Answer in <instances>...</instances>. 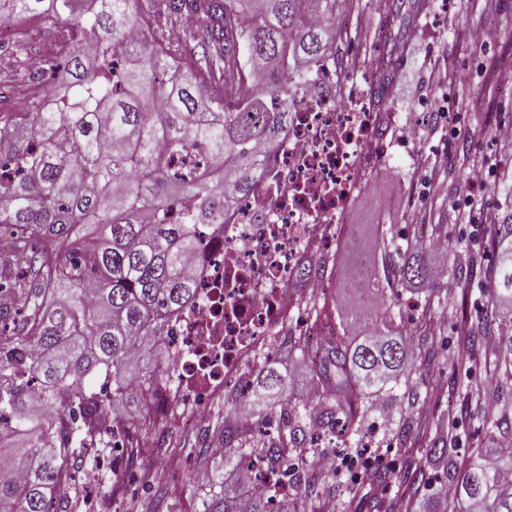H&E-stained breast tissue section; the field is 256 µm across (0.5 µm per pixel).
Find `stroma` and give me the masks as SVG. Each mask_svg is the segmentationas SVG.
<instances>
[{
    "label": "stroma",
    "mask_w": 512,
    "mask_h": 512,
    "mask_svg": "<svg viewBox=\"0 0 512 512\" xmlns=\"http://www.w3.org/2000/svg\"><path fill=\"white\" fill-rule=\"evenodd\" d=\"M427 13L414 24L397 70L395 94L387 106L395 120L376 166L359 184L338 229L324 289L299 297L300 322L274 338L269 358H255L246 369L245 385L256 383L265 361H272L288 380L289 398L318 388L313 372L291 352V341L307 335L317 314L329 315L337 332L363 335L372 327L371 313L382 300L396 306L385 325L409 337L416 368L409 382L390 391L367 395V410L358 434L332 440L328 453L367 449L370 469L389 472L387 483L345 488L350 473L339 469L325 495L335 512H377L376 502L423 499L430 512L456 479V469L476 449L487 446L485 420L512 405V385L497 383L494 355L482 345L471 348L465 370L452 360L462 323L499 332L490 314V272L494 257L479 225L468 220L467 174L457 167L433 174L437 157L467 153L486 156L495 188L484 194V206L502 208V186L512 183V147L498 144L496 127L512 123V0H426ZM333 29L332 52L350 83L364 82L376 57L382 21L375 0H344ZM13 33L25 34L24 57L0 44V106L11 107L32 93L53 90L56 81L43 75L32 80L31 57L55 52L65 39L51 15L14 19ZM422 234L447 238L453 245L448 264L438 274L411 287L399 268L406 244ZM478 397L464 401L465 391ZM159 432L193 452L174 459L155 453L128 468L125 495L117 512H199L200 496L188 481L192 466L203 462L209 430L182 431L175 422ZM445 443V459L420 472L428 448Z\"/></svg>",
    "instance_id": "obj_1"
}]
</instances>
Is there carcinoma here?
Listing matches in <instances>:
<instances>
[{
    "mask_svg": "<svg viewBox=\"0 0 512 512\" xmlns=\"http://www.w3.org/2000/svg\"><path fill=\"white\" fill-rule=\"evenodd\" d=\"M44 0H0V21L37 10ZM340 0H153L155 12L197 17L170 39L152 28L140 0H51L68 28L67 48L46 70L70 76L50 112H0V509L4 512H110L124 488L112 485L90 502L76 473L94 448L112 447L113 407L131 386L125 376L154 379L163 363L156 335L164 318L192 301L190 259L205 235L224 226V206L252 191L265 155L275 148L299 88L294 76L326 55ZM381 59L401 57L420 0H379ZM93 37L105 48L94 55ZM199 58L203 71L185 70ZM247 84L248 97H236ZM498 213L494 310L512 314V187ZM429 255L414 247L400 275H433ZM406 338L377 327L330 346L317 406L304 400L279 418L293 448L339 425L358 432L361 393L409 378ZM496 376L512 381V333L497 337ZM253 397L286 388L262 368ZM219 414L212 439L221 461L239 470L255 457L278 471L277 442L246 445V425ZM126 461L151 432L123 421ZM489 448L472 453L450 490L451 512H512V418L487 420ZM314 472L296 487L303 501L324 493ZM200 512H297L263 486L248 497L209 468Z\"/></svg>",
    "mask_w": 512,
    "mask_h": 512,
    "instance_id": "carcinoma-1",
    "label": "carcinoma"
}]
</instances>
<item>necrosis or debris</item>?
<instances>
[{
  "label": "necrosis or debris",
  "instance_id": "necrosis-or-debris-1",
  "mask_svg": "<svg viewBox=\"0 0 512 512\" xmlns=\"http://www.w3.org/2000/svg\"><path fill=\"white\" fill-rule=\"evenodd\" d=\"M391 119L333 58L312 69L254 191L225 209L223 231L193 260L196 299L163 324L169 362L150 387L156 411L235 388L287 325L298 289L320 287L322 252Z\"/></svg>",
  "mask_w": 512,
  "mask_h": 512
}]
</instances>
